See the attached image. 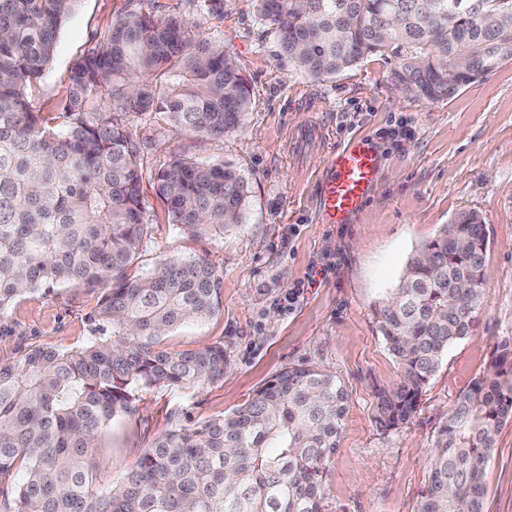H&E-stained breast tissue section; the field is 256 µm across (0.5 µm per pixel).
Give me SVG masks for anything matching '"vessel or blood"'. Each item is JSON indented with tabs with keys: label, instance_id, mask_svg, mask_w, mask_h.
I'll list each match as a JSON object with an SVG mask.
<instances>
[{
	"label": "vessel or blood",
	"instance_id": "obj_1",
	"mask_svg": "<svg viewBox=\"0 0 512 512\" xmlns=\"http://www.w3.org/2000/svg\"><path fill=\"white\" fill-rule=\"evenodd\" d=\"M381 166V157L367 138L353 140L330 153L327 175L320 182L321 218L326 224H343L367 200Z\"/></svg>",
	"mask_w": 512,
	"mask_h": 512
}]
</instances>
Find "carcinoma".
<instances>
[{"label": "carcinoma", "instance_id": "cac0c4a2", "mask_svg": "<svg viewBox=\"0 0 512 512\" xmlns=\"http://www.w3.org/2000/svg\"><path fill=\"white\" fill-rule=\"evenodd\" d=\"M78 0H0V315L19 297L77 284L101 291L93 336L0 363V512H325L324 477L348 395L333 373L291 366L231 414L158 436L116 489L93 488L89 455L135 393L224 378V346L169 350L178 325L217 314L223 280L198 257L134 277L144 240L137 150L115 115L149 114L222 138L243 125L250 85L221 44L176 16L128 15L71 65L57 112L29 101ZM279 56L332 77L372 55L392 80L439 101L512 60V0H255ZM171 222L223 233L241 219L245 179L230 166L174 160L156 175ZM488 248L474 212L409 258L377 310L398 379L378 421L409 422L453 343L472 335ZM467 287L458 288L456 284ZM512 422V349L459 394L440 427L417 512H485L486 468Z\"/></svg>", "mask_w": 512, "mask_h": 512}]
</instances>
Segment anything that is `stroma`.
I'll return each mask as SVG.
<instances>
[{
    "mask_svg": "<svg viewBox=\"0 0 512 512\" xmlns=\"http://www.w3.org/2000/svg\"><path fill=\"white\" fill-rule=\"evenodd\" d=\"M201 0H80L63 23L53 58L30 96L50 112L68 71L128 14L178 16L192 35L224 45L252 89L242 127L221 139L180 134L149 115L123 123L142 171L143 246L130 273L161 262L206 259L223 279V309L169 334L172 350L223 344L221 381L186 390L140 391L133 416L113 420L90 457L94 486L122 483L161 433L240 408L289 366L330 370L349 393L341 439L325 477L326 512H415L434 441L458 395L512 348V60L437 102L408 97L381 56L314 79L277 56L271 26L254 0H222V18ZM366 137L382 164L362 209L346 224L320 218L319 180L330 151ZM229 163L246 178L240 224L191 234L171 223L154 177L176 158ZM464 211L477 213L489 249L485 305L472 336L452 344L411 421L383 430L378 389L397 365L376 311L415 248ZM296 293L286 304L288 293ZM99 293L68 285L17 299L0 318V361L36 347L72 348L91 336ZM485 512H512V424L500 430L486 475Z\"/></svg>",
    "mask_w": 512,
    "mask_h": 512,
    "instance_id": "obj_1",
    "label": "stroma"
}]
</instances>
